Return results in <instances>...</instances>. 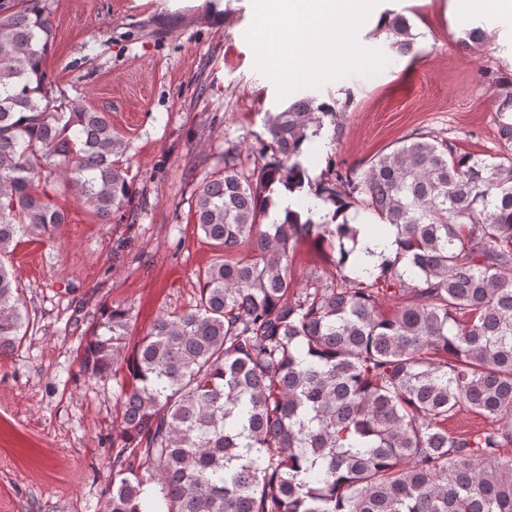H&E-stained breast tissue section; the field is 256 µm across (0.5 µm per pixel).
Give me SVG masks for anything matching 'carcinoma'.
Returning a JSON list of instances; mask_svg holds the SVG:
<instances>
[{
	"label": "carcinoma",
	"mask_w": 512,
	"mask_h": 512,
	"mask_svg": "<svg viewBox=\"0 0 512 512\" xmlns=\"http://www.w3.org/2000/svg\"><path fill=\"white\" fill-rule=\"evenodd\" d=\"M51 14L50 0H0V357L28 328L5 257L67 222L39 184L103 224L133 193L107 115L52 97ZM381 25L397 54L415 51L405 15ZM496 98L495 161L420 134L314 185L303 145L336 112L310 94L267 113L260 166L227 143L224 174L192 194L213 251L194 304L126 355L129 311L114 303L81 348L87 378L126 371L105 512H145L151 484L157 512H512V88ZM283 192L333 209L274 218ZM362 212L397 229L374 270L353 257ZM312 236L338 245L337 275L297 288L294 246ZM463 408L491 426L449 435Z\"/></svg>",
	"instance_id": "carcinoma-1"
}]
</instances>
